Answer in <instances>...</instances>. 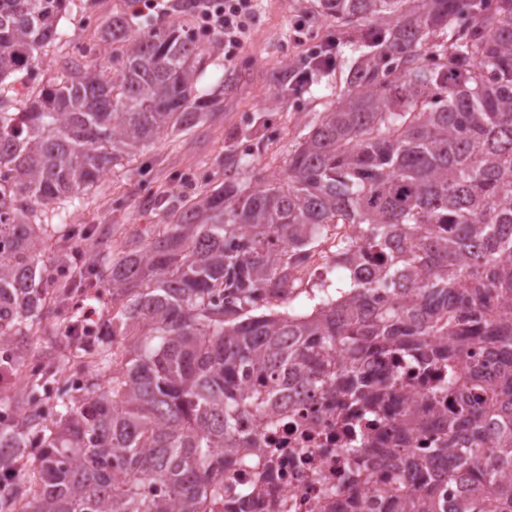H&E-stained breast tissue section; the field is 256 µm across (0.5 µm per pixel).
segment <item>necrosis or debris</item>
<instances>
[{
    "label": "necrosis or debris",
    "mask_w": 512,
    "mask_h": 512,
    "mask_svg": "<svg viewBox=\"0 0 512 512\" xmlns=\"http://www.w3.org/2000/svg\"><path fill=\"white\" fill-rule=\"evenodd\" d=\"M263 448L278 463L272 493L255 497L249 512H321L337 484L336 471L349 461V439L336 430V414L319 402L298 406L275 431L258 430Z\"/></svg>",
    "instance_id": "necrosis-or-debris-1"
}]
</instances>
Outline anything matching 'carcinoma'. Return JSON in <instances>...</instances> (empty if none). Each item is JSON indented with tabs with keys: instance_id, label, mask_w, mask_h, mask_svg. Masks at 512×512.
I'll return each instance as SVG.
<instances>
[{
	"instance_id": "cac0c4a2",
	"label": "carcinoma",
	"mask_w": 512,
	"mask_h": 512,
	"mask_svg": "<svg viewBox=\"0 0 512 512\" xmlns=\"http://www.w3.org/2000/svg\"><path fill=\"white\" fill-rule=\"evenodd\" d=\"M68 2L0 0V349L26 348L52 296L95 288L120 303L112 336L126 346L118 354L64 317L73 365L93 350L95 368L76 397L33 384L21 425L0 421V474L14 477L0 512H246L273 460L224 499V473L264 453L243 421L273 428L312 397L351 434L386 406L403 410L405 450L372 490L392 512H512V0H317L361 53L285 176L244 187L231 164L224 185L180 203L166 233L96 254L77 246L55 277L43 254L56 225L41 216L160 133L203 124L199 75L224 51L220 37L201 43L125 13L18 108L1 84L60 39ZM274 89L295 94L292 71ZM329 225L348 228L335 248L349 288L337 297L327 279L313 292L300 277ZM302 294L309 314L271 308ZM383 358L447 378L407 396L363 375ZM447 395L436 447L458 459L451 511L441 476L411 481L427 470L416 438ZM353 452L334 512H354L360 461L376 446Z\"/></svg>"
}]
</instances>
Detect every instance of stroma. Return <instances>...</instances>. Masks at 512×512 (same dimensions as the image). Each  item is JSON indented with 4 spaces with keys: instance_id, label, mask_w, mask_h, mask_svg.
I'll use <instances>...</instances> for the list:
<instances>
[{
    "instance_id": "obj_1",
    "label": "stroma",
    "mask_w": 512,
    "mask_h": 512,
    "mask_svg": "<svg viewBox=\"0 0 512 512\" xmlns=\"http://www.w3.org/2000/svg\"><path fill=\"white\" fill-rule=\"evenodd\" d=\"M132 8L131 0H98L89 20L83 0H70L60 22L63 36L46 53L49 64L34 72L37 84L57 75L64 57L95 42L98 22ZM328 33L323 18L315 14V0H258L243 51L224 66H209L199 79L200 87L219 96L205 124L186 136L159 138L128 164L107 172L66 209L65 224L92 228L94 241L120 249L164 231L175 205L223 181L225 163L235 162L239 183L249 187L259 178L282 174L332 89L346 87L359 51L337 42L336 66L329 75L304 84L285 101L275 100L271 79L287 65L304 71ZM29 335L32 351L58 369L49 390L62 389L68 343L59 319L42 318ZM21 356V351L13 352L18 366L0 381V397L16 421L28 408L31 384L27 367L19 363Z\"/></svg>"
}]
</instances>
